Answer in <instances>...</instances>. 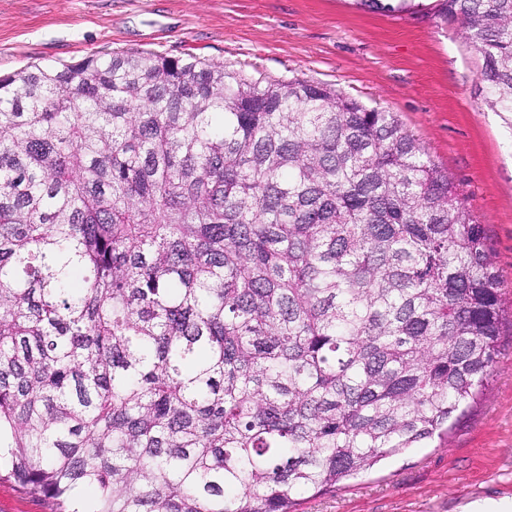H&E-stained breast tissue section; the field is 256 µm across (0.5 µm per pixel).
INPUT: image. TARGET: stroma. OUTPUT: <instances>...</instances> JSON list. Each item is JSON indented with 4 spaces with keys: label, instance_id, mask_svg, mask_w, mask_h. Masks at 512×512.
I'll return each instance as SVG.
<instances>
[{
    "label": "stroma",
    "instance_id": "35a3bbf8",
    "mask_svg": "<svg viewBox=\"0 0 512 512\" xmlns=\"http://www.w3.org/2000/svg\"><path fill=\"white\" fill-rule=\"evenodd\" d=\"M371 12L355 0H0V76L98 54L195 55L253 78H302L398 114L485 224L512 299V126L482 104L481 56L435 0ZM512 501V332L446 435L371 473L297 497L294 512H463Z\"/></svg>",
    "mask_w": 512,
    "mask_h": 512
}]
</instances>
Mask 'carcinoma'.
I'll return each instance as SVG.
<instances>
[{
  "label": "carcinoma",
  "mask_w": 512,
  "mask_h": 512,
  "mask_svg": "<svg viewBox=\"0 0 512 512\" xmlns=\"http://www.w3.org/2000/svg\"><path fill=\"white\" fill-rule=\"evenodd\" d=\"M438 11L511 122L512 0ZM505 314L393 112L193 55L0 78V479L53 512H291L447 431Z\"/></svg>",
  "instance_id": "1"
}]
</instances>
